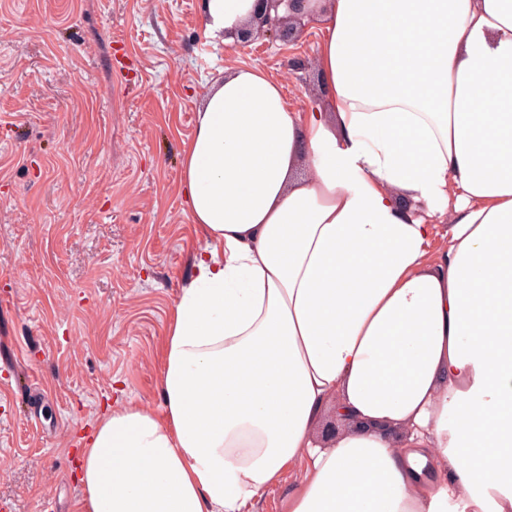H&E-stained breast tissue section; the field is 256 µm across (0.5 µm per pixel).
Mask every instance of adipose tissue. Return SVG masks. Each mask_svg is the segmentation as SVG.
I'll return each instance as SVG.
<instances>
[{
    "label": "adipose tissue",
    "instance_id": "1",
    "mask_svg": "<svg viewBox=\"0 0 512 512\" xmlns=\"http://www.w3.org/2000/svg\"><path fill=\"white\" fill-rule=\"evenodd\" d=\"M254 5L203 0L208 32ZM303 9L326 98L249 65L210 87L163 411L85 436L78 512H252L298 464L284 512H512V0Z\"/></svg>",
    "mask_w": 512,
    "mask_h": 512
}]
</instances>
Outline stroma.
<instances>
[{
	"label": "stroma",
	"instance_id": "35a3bbf8",
	"mask_svg": "<svg viewBox=\"0 0 512 512\" xmlns=\"http://www.w3.org/2000/svg\"><path fill=\"white\" fill-rule=\"evenodd\" d=\"M321 40L313 22L227 45L201 0H0V512H76L81 436L161 411L197 244L181 190L195 114L244 64L314 110Z\"/></svg>",
	"mask_w": 512,
	"mask_h": 512
}]
</instances>
